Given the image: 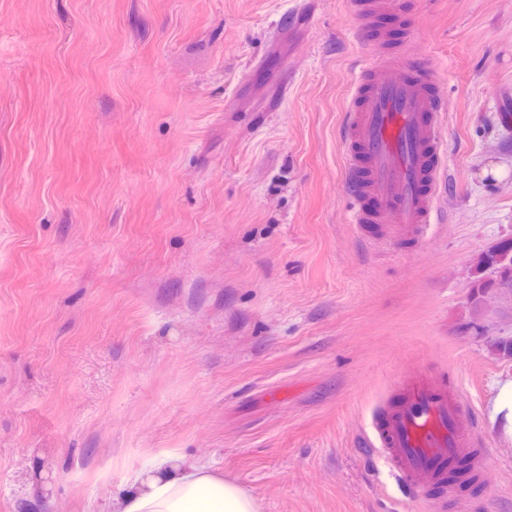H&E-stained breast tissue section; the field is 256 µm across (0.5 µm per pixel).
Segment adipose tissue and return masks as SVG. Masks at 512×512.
Here are the masks:
<instances>
[{"mask_svg": "<svg viewBox=\"0 0 512 512\" xmlns=\"http://www.w3.org/2000/svg\"><path fill=\"white\" fill-rule=\"evenodd\" d=\"M107 512H260L255 497L200 461L168 451L129 469L107 496Z\"/></svg>", "mask_w": 512, "mask_h": 512, "instance_id": "ef3b65f1", "label": "adipose tissue"}]
</instances>
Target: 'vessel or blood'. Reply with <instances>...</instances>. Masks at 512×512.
Listing matches in <instances>:
<instances>
[{
	"label": "vessel or blood",
	"mask_w": 512,
	"mask_h": 512,
	"mask_svg": "<svg viewBox=\"0 0 512 512\" xmlns=\"http://www.w3.org/2000/svg\"><path fill=\"white\" fill-rule=\"evenodd\" d=\"M446 119L439 70L430 60L367 47L340 134L352 223L361 229L378 224L389 236L409 240L442 223ZM465 413L453 389L417 375L405 381L394 405L373 411L364 445L405 492L440 485L459 458L470 456L476 468L484 462L475 431L463 424Z\"/></svg>",
	"instance_id": "1"
}]
</instances>
